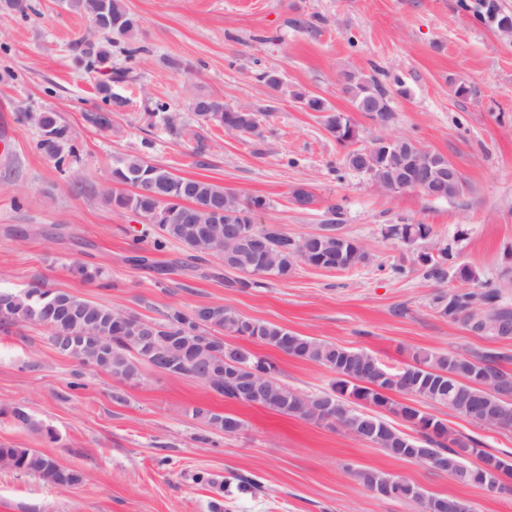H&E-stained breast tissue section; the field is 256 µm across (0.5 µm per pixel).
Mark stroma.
<instances>
[{
	"instance_id": "stroma-1",
	"label": "stroma",
	"mask_w": 512,
	"mask_h": 512,
	"mask_svg": "<svg viewBox=\"0 0 512 512\" xmlns=\"http://www.w3.org/2000/svg\"><path fill=\"white\" fill-rule=\"evenodd\" d=\"M140 21L136 39L112 38L107 71L76 60V42L93 35L90 15L63 0H32L22 19L0 11V291L40 282L56 291L149 319L169 308L222 304L239 314L346 348L366 350L392 368L413 353L444 349L466 356L499 353L512 370V340L469 331L441 315L442 292L498 288L512 306V32L492 13L512 15V0H124ZM316 18L315 29L299 27ZM140 47L129 65L127 46ZM128 72L114 92L118 112L97 94L116 69ZM277 73L283 91L271 95L262 73ZM376 78L392 117L381 123L356 111L343 76ZM472 89L454 94L457 84ZM345 113L359 145L379 135L412 139L443 154L461 173L464 190L436 201L415 190L384 193L349 169V145L326 129L324 115L306 108L301 92ZM218 96L257 112L262 139L243 140L215 125H198L197 95ZM167 102L184 134L147 120L148 100ZM55 112L78 156L58 169L36 148L40 129L29 114ZM110 113L112 125L90 117ZM209 146L194 153L189 130ZM145 153L173 173L203 178L269 206L262 226L298 239L321 231L329 207L340 210V233L355 239L365 263L324 270L296 263L288 279L266 287H225L219 262L188 259L176 245L155 251L150 265L127 258L145 220L117 214L100 196L110 188L112 159ZM309 208L292 202L297 188ZM393 224H426L428 240L405 244ZM449 248L452 266L478 277L437 284L423 276L421 253ZM100 266L105 277L85 283L71 264ZM403 266L397 274L395 266ZM279 381L310 395L327 389L332 373L264 344ZM401 403L445 420L496 455L512 456V431L478 426L452 409L413 395ZM205 407L243 420L235 435L213 431L192 414ZM23 409L54 429L57 439L13 424ZM0 445L32 448L77 471L70 488L0 467V512H422L415 501L381 499L355 473L376 469L436 496L469 502L475 512H512V494L465 484L413 461L388 455L350 435L261 405L224 400L189 377L143 368L134 381L56 352L46 328L0 323ZM258 489L241 491L240 477Z\"/></svg>"
}]
</instances>
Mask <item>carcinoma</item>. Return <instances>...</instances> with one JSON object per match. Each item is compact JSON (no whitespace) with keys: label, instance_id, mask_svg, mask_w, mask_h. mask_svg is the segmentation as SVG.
I'll use <instances>...</instances> for the list:
<instances>
[{"label":"carcinoma","instance_id":"cac0c4a2","mask_svg":"<svg viewBox=\"0 0 512 512\" xmlns=\"http://www.w3.org/2000/svg\"><path fill=\"white\" fill-rule=\"evenodd\" d=\"M69 9L92 17L96 29L104 34L116 33L134 39L140 30L139 20L127 9L124 0H65ZM0 9L21 17L33 10L31 0H0ZM78 58L86 69L109 60L110 52L101 38H87L77 42ZM344 90L353 105L367 109L372 119L386 122L391 118L387 92L372 77L348 74ZM305 104L313 112H324L325 126L343 143L357 140V131L350 119L340 112H329L323 99L312 97ZM167 104L160 101L146 107V115L162 117L165 124L175 127V116L166 112ZM192 110L198 120L214 124L225 132L242 138L262 136L256 113L247 106L230 105L214 96H200L193 100ZM42 130L39 149L48 157L63 163L66 156L76 155L70 145L68 128L53 112L28 115ZM349 168L369 175L384 190L399 191L401 173L416 164L423 166L426 180L419 192L434 200H447L458 196L464 188L462 176L454 181L443 176L441 169L452 167L446 157L421 149L409 139L396 137L383 144L373 139L369 145L357 147L345 158ZM114 188L102 192L105 204L116 213L133 212L143 216L150 228L145 233L153 237V248L164 250L177 244L191 259L213 254L217 247L215 235L224 237V248L230 253L224 270L236 273L225 279L230 288H259L262 279H286L295 263L336 270L351 268L361 262L364 252L355 240L338 237L335 225H325V232L316 237L294 240L275 227L260 232L251 224V207H267L261 196L243 198L221 185L201 179L185 178L165 167L151 162L142 154H123L112 159ZM132 190H126V187ZM390 233L404 243L412 245L431 234L427 224H393ZM451 253L444 247L435 258L428 253L419 256L426 279L442 283L448 279V261ZM75 277L94 282L102 270L77 264L72 269ZM434 303L440 313L461 317L464 326L479 335L489 333L501 340H512V307L500 302L499 291L486 288L481 292H455L439 294ZM76 320L92 323L91 333L108 340L105 350L88 352L85 340L78 342L76 357L81 363L106 368L119 380H136L141 366L155 353L165 354L169 360V374L192 377L199 368L224 374V386L212 392L228 401L238 400L237 378L230 375L240 348L224 340L235 336L273 346L302 360L317 363L335 377L329 389L307 396L312 408L303 411L299 393L279 382L276 367L267 358L253 354L248 366L261 381L263 397L254 403L288 416H295L319 424L339 421L352 435L359 437L375 434L381 448L396 458L416 457L424 451L448 460V475L454 476L456 467L465 463L462 454L478 456L494 464L503 474L512 477V459H504L483 448V443L470 436L456 434L445 421L402 404L392 398L394 394H413L428 401L446 405L471 422L490 427L486 418L488 408L496 407L505 417L503 430H512V401L496 399L493 395L456 381L453 387L465 392L461 400L448 401V360L453 354L446 350L416 353L413 362L398 371H392L367 351L345 348L334 343L301 336L266 322L246 318L224 305L212 306L213 316L196 325L186 322L187 312L171 308L161 320L140 316L121 322L120 311L70 293L51 291L38 285L20 292H0V321L26 322L48 330L51 346H57V323L65 310ZM488 375L512 379V373L500 364V356L486 354L473 358ZM374 404L399 417L408 424L412 433H406L383 420L363 411ZM195 417L203 420L214 431L237 434L244 423L230 414H217L195 407ZM11 417L43 433L50 441L56 440L53 429L43 425L28 413L15 409ZM0 463L17 472L34 475L44 482L60 488L74 486L81 481L78 472L60 468L54 459L31 448L0 446ZM397 500H412L425 504L434 500L438 512H461V501L444 496H433L418 485L402 481L395 495Z\"/></svg>","mask_w":512,"mask_h":512}]
</instances>
